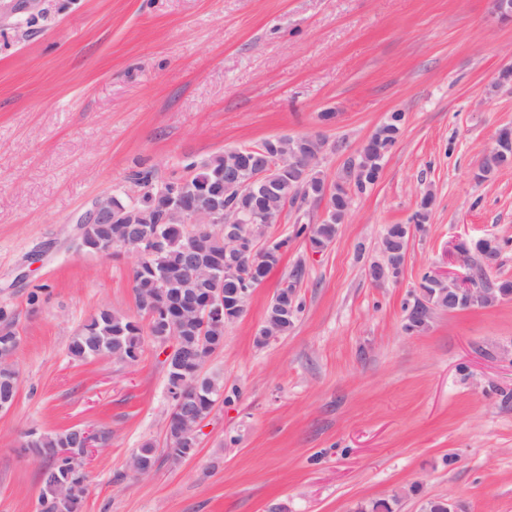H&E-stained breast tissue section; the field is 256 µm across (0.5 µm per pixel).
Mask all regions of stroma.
I'll return each instance as SVG.
<instances>
[{
    "label": "stroma",
    "instance_id": "obj_1",
    "mask_svg": "<svg viewBox=\"0 0 512 512\" xmlns=\"http://www.w3.org/2000/svg\"><path fill=\"white\" fill-rule=\"evenodd\" d=\"M509 66L512 21L491 0H0V332L19 338L0 512L38 510L44 464L27 434L74 427L112 432L88 460L82 512H355L389 498L420 512L438 497L512 512V298L404 329L424 276L472 286L480 257L460 244L503 242L487 276L512 281V168L476 179L512 128V83L495 84ZM397 111L401 136L331 245L293 235L320 223V203L269 227L290 243L207 361L229 399L196 455L128 474L137 448L164 440L165 347L146 340L131 364L70 359L100 309L139 314L136 256L81 249L79 217L134 171L183 177L278 137L326 139L331 185ZM427 191L434 207L399 278L373 283L387 228ZM298 264L293 329L257 345Z\"/></svg>",
    "mask_w": 512,
    "mask_h": 512
}]
</instances>
